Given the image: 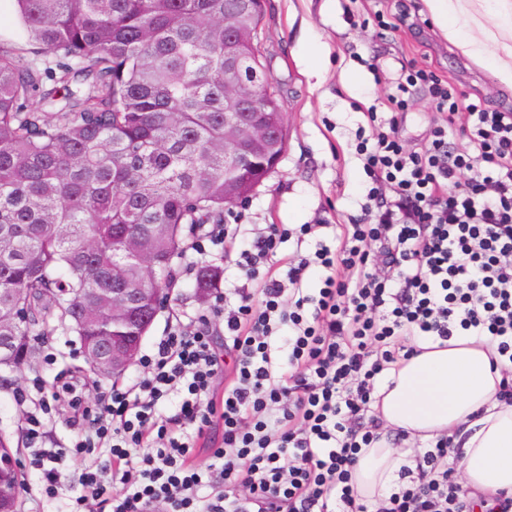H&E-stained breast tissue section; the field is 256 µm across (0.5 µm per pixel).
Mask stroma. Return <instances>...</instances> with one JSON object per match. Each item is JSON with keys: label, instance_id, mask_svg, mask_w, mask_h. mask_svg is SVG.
<instances>
[{"label": "stroma", "instance_id": "1", "mask_svg": "<svg viewBox=\"0 0 512 512\" xmlns=\"http://www.w3.org/2000/svg\"><path fill=\"white\" fill-rule=\"evenodd\" d=\"M404 7L411 24L392 27ZM460 8L468 21L466 37L485 43L498 60L512 65V27L500 25L501 15L512 14V0H461ZM257 42L286 113L287 149L276 171L248 200L231 207L224 221L239 225L246 237L269 224L320 225L318 237L279 244L273 261L282 271L295 252L314 253L317 242L337 247L341 225L359 213L366 176L356 146L371 135L365 113L374 105L387 116L386 98L405 70L429 69L465 97L512 112V88L448 41L424 0H265ZM434 114L426 89H418L400 127L407 146L423 142ZM236 255L230 248L187 252L177 265V287L145 336L142 352H152L172 325L191 330L203 318L216 346H223L224 323L212 312L211 294L197 288L196 272L204 265L219 268L221 288L240 287L245 279ZM39 352L36 367L0 369V433L10 436L28 485L35 471L25 431L27 409L14 395L35 376L68 381L86 365L77 337L62 329L40 340Z\"/></svg>", "mask_w": 512, "mask_h": 512}]
</instances>
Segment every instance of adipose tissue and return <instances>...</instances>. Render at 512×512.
I'll list each match as a JSON object with an SVG mask.
<instances>
[{
    "mask_svg": "<svg viewBox=\"0 0 512 512\" xmlns=\"http://www.w3.org/2000/svg\"><path fill=\"white\" fill-rule=\"evenodd\" d=\"M449 41L477 63L494 57L476 41L463 38L452 0H425ZM416 355L390 370L375 392L373 408L384 425L409 439L447 437L460 452L466 487L512 493V404L499 398L503 375L493 369L494 351L474 336H456L446 347L418 339ZM409 462L386 441L363 449L353 472L362 499L375 503L398 482Z\"/></svg>",
    "mask_w": 512,
    "mask_h": 512,
    "instance_id": "adipose-tissue-1",
    "label": "adipose tissue"
}]
</instances>
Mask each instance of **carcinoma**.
I'll use <instances>...</instances> for the list:
<instances>
[{
    "mask_svg": "<svg viewBox=\"0 0 512 512\" xmlns=\"http://www.w3.org/2000/svg\"><path fill=\"white\" fill-rule=\"evenodd\" d=\"M26 43L59 59L51 77L88 88L57 105L43 72L0 48V311L19 306L7 367L36 362L35 342L53 326L78 336L134 335L109 316L77 331L71 292L112 287L122 265L141 272L117 239L122 224L148 237L169 225L171 254L149 287L175 285V261L206 224L224 223L232 198L266 180L275 149L224 140V76L262 59L259 48L224 39V24L258 23L244 0H17ZM40 96L42 104L32 103ZM52 111H46V108ZM252 112L285 123L278 96L258 93ZM216 268L198 270L213 288ZM20 473L0 463V512H18Z\"/></svg>",
    "mask_w": 512,
    "mask_h": 512,
    "instance_id": "cac0c4a2",
    "label": "carcinoma"
}]
</instances>
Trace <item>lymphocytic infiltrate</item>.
I'll return each mask as SVG.
<instances>
[{
  "instance_id": "obj_1",
  "label": "lymphocytic infiltrate",
  "mask_w": 512,
  "mask_h": 512,
  "mask_svg": "<svg viewBox=\"0 0 512 512\" xmlns=\"http://www.w3.org/2000/svg\"><path fill=\"white\" fill-rule=\"evenodd\" d=\"M420 87L436 115L424 144L409 148L398 128ZM387 106L383 123L367 112L372 140L358 145L367 193L338 247L295 255L282 275L267 261L283 225L239 248L249 285L236 306L219 295L213 303L232 368L209 327H177L129 383L97 394L91 434L68 451L42 447L44 426L29 417L43 496L56 495L68 456L84 463L72 512H474L470 491L442 465L447 437L420 446L416 477L375 508L360 502L351 470L380 438L379 422L361 419L378 378L414 354L410 338L490 337L512 400V112L465 102L422 68L404 73ZM452 134L469 151H452ZM314 268L322 286L311 294L304 283ZM283 326L281 365L272 340ZM174 392L180 408L163 416ZM215 427L224 445L199 467L197 450Z\"/></svg>"
}]
</instances>
